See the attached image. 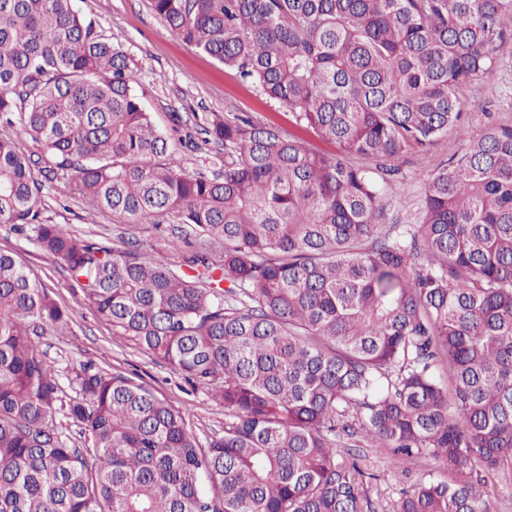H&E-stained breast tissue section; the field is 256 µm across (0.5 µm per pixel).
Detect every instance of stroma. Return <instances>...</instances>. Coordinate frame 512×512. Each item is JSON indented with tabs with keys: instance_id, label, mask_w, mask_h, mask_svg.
<instances>
[{
	"instance_id": "35a3bbf8",
	"label": "stroma",
	"mask_w": 512,
	"mask_h": 512,
	"mask_svg": "<svg viewBox=\"0 0 512 512\" xmlns=\"http://www.w3.org/2000/svg\"><path fill=\"white\" fill-rule=\"evenodd\" d=\"M77 5L127 55L135 90L143 93L144 106L156 128L172 142L164 161L173 169L208 177L223 172V145L212 142L192 150L180 144L187 131L216 114L247 115L260 123L272 120L284 131H291L288 115L278 104L243 84L235 70L180 39L166 19L153 10L151 0H77ZM490 81L497 89L496 96L487 99L475 89L466 94L468 129L474 137L481 136L490 122L512 123V61L497 65ZM460 150V139L451 134L429 151L405 155L400 161L398 191L386 200L387 223L401 224L412 217L430 176ZM43 195L44 215L50 223L70 225L78 236L109 248L123 249L133 242L143 251H168L169 238L186 236L194 249L212 257H219L223 251L221 243L193 232L171 215L156 224H132L124 217L94 209L70 197L60 178L46 183ZM0 251L13 254L29 267L67 314L62 328L41 338L46 363L59 382L62 400L74 396L71 379L83 366L133 372L174 408L188 414L200 443L223 432V407L207 392L192 388L180 372L157 362L132 337L97 317L84 304L80 288L65 267L44 255L28 233L0 224ZM168 253L171 263L181 264L183 252ZM355 454L365 473V495L373 512H395L402 491L420 481L451 477L438 460L427 454L407 461L380 448H359Z\"/></svg>"
}]
</instances>
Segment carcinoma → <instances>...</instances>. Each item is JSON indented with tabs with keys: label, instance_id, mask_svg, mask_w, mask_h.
Returning a JSON list of instances; mask_svg holds the SVG:
<instances>
[{
	"label": "carcinoma",
	"instance_id": "1",
	"mask_svg": "<svg viewBox=\"0 0 512 512\" xmlns=\"http://www.w3.org/2000/svg\"><path fill=\"white\" fill-rule=\"evenodd\" d=\"M152 6L338 153L215 116L203 131L224 172L176 171L127 56L76 0H0V224L32 232L96 315L224 407L204 448L122 371L82 368L62 403L39 336L66 313L0 252V512H365L362 472L338 452L365 441L512 471V124L472 139L462 123L465 90L494 95L483 79L512 58V0ZM450 132L464 148L417 218L384 225L396 161ZM21 133L42 156L17 150ZM37 164L98 210L175 215L222 259L174 268L79 239L43 219ZM396 512L492 508L486 480L461 477L419 483Z\"/></svg>",
	"mask_w": 512,
	"mask_h": 512
}]
</instances>
